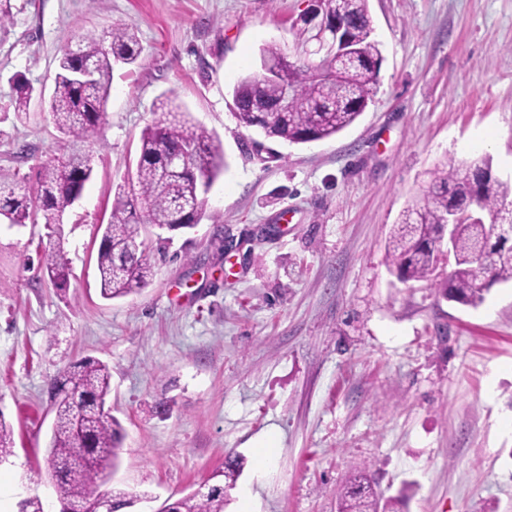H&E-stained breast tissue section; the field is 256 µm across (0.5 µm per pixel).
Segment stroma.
<instances>
[{
    "mask_svg": "<svg viewBox=\"0 0 512 512\" xmlns=\"http://www.w3.org/2000/svg\"><path fill=\"white\" fill-rule=\"evenodd\" d=\"M305 0H10L0 25V170L35 187L61 152L48 112L62 48L115 24L136 31L117 64L104 141L62 223L0 221V415L14 454L0 512L21 490L58 512L50 388L92 357L112 374L125 430L112 484L127 512H158L246 460L225 512H338L367 464L376 492L415 485L405 512H512V283L465 307L391 273L393 224L436 168L489 157L512 181V0H369L383 62L359 119L290 144L240 126L232 91L260 50L291 39ZM39 95L14 115L13 82ZM176 95L224 147L194 228L146 226L152 276L102 299L96 258L113 189L135 170L158 99ZM61 243L70 287L40 267ZM278 438L261 469L255 444Z\"/></svg>",
    "mask_w": 512,
    "mask_h": 512,
    "instance_id": "stroma-1",
    "label": "stroma"
}]
</instances>
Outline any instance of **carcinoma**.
Listing matches in <instances>:
<instances>
[{
  "mask_svg": "<svg viewBox=\"0 0 512 512\" xmlns=\"http://www.w3.org/2000/svg\"><path fill=\"white\" fill-rule=\"evenodd\" d=\"M369 0H326L329 15L344 24L357 58L328 52L312 65L301 52L309 41L307 21L291 25L294 61L285 60V46L270 43L261 50L260 65L274 72L242 78L234 87L235 117L244 128H256L265 137L289 143H308L331 137L352 125L366 109L382 61L373 38ZM140 55L139 40L127 25H115L104 37L87 35L66 47L58 61L49 110L66 139V150L40 165L37 187L26 191L17 174L0 171V216L12 225L35 223L71 208L92 174V146L106 124V105L117 63L133 64ZM297 83L292 110L276 108L283 83ZM15 111L30 118L33 88L15 83ZM161 117L141 134L135 180L116 186L110 220L102 233L97 255V279L105 299L129 295L147 284L152 267L141 240V228L153 224L175 231L192 227L194 208L224 171L223 146L213 133L195 122L173 96L159 99ZM183 158L184 172H160L172 155ZM476 204L491 223L464 221L454 226L455 266L437 283L443 296L463 306L484 300L480 277L512 282V235H496L495 225L512 230V183L493 176L489 159L474 158L458 167L443 165L422 195L408 205L388 241V258L398 279L428 282L436 270L437 241L449 211ZM41 263L53 285H68L70 262L56 243L44 251ZM55 420L50 445L52 472L75 512L100 485L101 465H116L124 439L120 421L107 406L111 373L100 361L86 358L71 366L55 387ZM12 430L0 419V458L13 454ZM245 459L230 457L212 478L205 493H192L164 507L162 512H224L231 501ZM414 484L405 482L394 497L381 499L366 467L356 466L337 491L338 512H400ZM116 512L134 503L136 496L111 489Z\"/></svg>",
  "mask_w": 512,
  "mask_h": 512,
  "instance_id": "1",
  "label": "carcinoma"
}]
</instances>
